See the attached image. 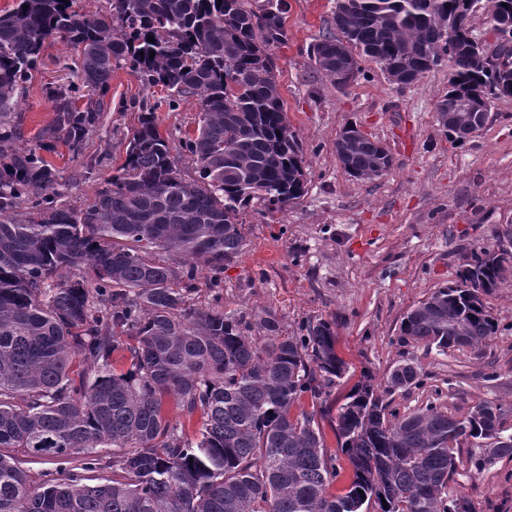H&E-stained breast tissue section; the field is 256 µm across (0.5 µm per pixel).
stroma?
<instances>
[{
  "instance_id": "1",
  "label": "stroma",
  "mask_w": 512,
  "mask_h": 512,
  "mask_svg": "<svg viewBox=\"0 0 512 512\" xmlns=\"http://www.w3.org/2000/svg\"><path fill=\"white\" fill-rule=\"evenodd\" d=\"M288 3V41L275 51V74L288 125L303 145L306 191L271 219L261 202L245 210L244 249L221 276L225 311H273L290 333L309 319L334 322L347 372L332 390L331 410L364 376L380 384L411 362L420 381L387 394L391 410L403 416L433 404L463 418L489 402L499 409L502 435H512V272L483 297L498 330L482 347L442 354L399 332L410 309L455 284L472 254L498 246L499 233L512 225V97L495 102L478 135L456 140L436 112L447 67L399 85L367 62L351 84L336 87L309 56L312 44L336 30L335 0ZM75 78L73 51L62 39H47L19 105L21 144L37 143L54 117L51 90ZM164 95L128 65L114 67L99 96L104 111L96 132L80 152L60 142L47 155L61 175V203L84 207L118 174L143 104H157L159 130L171 142L196 129L198 99L171 107ZM348 126L387 147L393 165L386 174L362 180L344 171L336 139ZM477 452L460 444L448 498L468 501L473 512H512V460L478 471L470 463Z\"/></svg>"
}]
</instances>
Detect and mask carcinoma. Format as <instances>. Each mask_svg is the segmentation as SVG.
<instances>
[{"mask_svg": "<svg viewBox=\"0 0 512 512\" xmlns=\"http://www.w3.org/2000/svg\"><path fill=\"white\" fill-rule=\"evenodd\" d=\"M108 3L103 14L79 11L76 0H17L0 12V512H363L369 503L374 512H472L442 491L463 439L481 449L480 468L512 458L499 408L483 403L459 419L430 403L391 420L367 378L338 409L331 451L321 420L347 371L333 323L309 319L290 336L272 312L251 320L190 303L197 261L218 275L241 254L240 215L252 200L273 213L305 193L302 146L272 57L288 41V0L256 10L243 0ZM464 15L465 0H336L339 35L322 36L310 56L332 79L343 42L358 72L364 62L397 63L414 81L446 65L437 112L481 131L466 95L490 106L512 96V0L492 14L496 65L483 49L467 51ZM53 35L79 52L80 83L53 91L51 126L19 147V103ZM122 61L172 101L198 97L197 129L179 147L199 176L181 177L149 109L121 173L69 208L47 193L58 171L45 154L59 141L82 148L102 106L78 101L86 88L107 87ZM336 144L356 179L392 167L381 142L352 126ZM158 250L180 255L181 266L151 258ZM511 267L505 248L474 253L457 283L407 312L400 336L442 353L487 342L497 324L482 295ZM419 376L416 365H399L387 391ZM304 397L314 410L291 413ZM168 398L198 425L195 435L169 423ZM19 451L112 478L82 484L46 470L33 488ZM340 453L352 476L336 492Z\"/></svg>", "mask_w": 512, "mask_h": 512, "instance_id": "1", "label": "carcinoma"}]
</instances>
